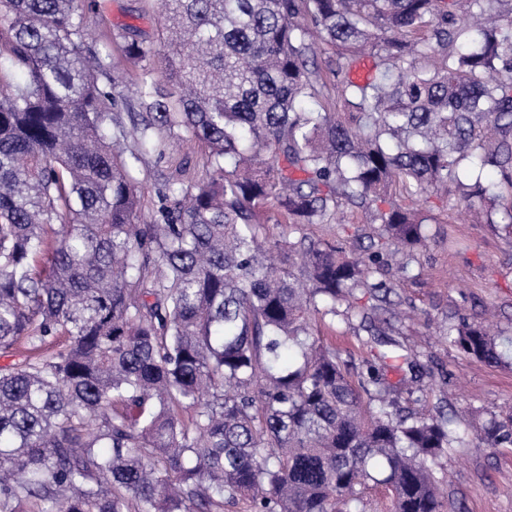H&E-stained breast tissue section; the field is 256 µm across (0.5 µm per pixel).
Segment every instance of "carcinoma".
Returning <instances> with one entry per match:
<instances>
[{
	"instance_id": "obj_1",
	"label": "carcinoma",
	"mask_w": 512,
	"mask_h": 512,
	"mask_svg": "<svg viewBox=\"0 0 512 512\" xmlns=\"http://www.w3.org/2000/svg\"><path fill=\"white\" fill-rule=\"evenodd\" d=\"M505 0H164L167 47L118 33L141 111L112 112V52L89 0H0V512H442L435 465L470 440L512 445V415L468 434L401 408L397 357L358 376L319 324L385 302L426 212L493 223L512 196V8ZM336 47L325 105L315 40ZM375 74L349 77L356 59ZM179 91L164 93L162 82ZM203 143L208 173L169 183L141 223L139 163ZM344 209L377 225L366 257L274 240ZM455 346L496 366L500 337L462 318Z\"/></svg>"
}]
</instances>
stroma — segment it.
Listing matches in <instances>:
<instances>
[{"label":"stroma","mask_w":512,"mask_h":512,"mask_svg":"<svg viewBox=\"0 0 512 512\" xmlns=\"http://www.w3.org/2000/svg\"><path fill=\"white\" fill-rule=\"evenodd\" d=\"M159 22L157 0H94L89 43L96 48L112 44L122 73L112 88L116 98H132L138 70L123 59L121 40H108V33L133 27L154 43ZM206 155L201 143H174L163 155L144 158L139 177L145 219L158 218L163 184L205 178ZM426 231L428 245L414 257L418 275L398 281L392 299L404 314L394 323L398 341L417 350L432 374L410 382L400 404L417 413L445 406L460 426L475 431L489 414H512V365H487L445 342L442 330L464 316L512 338V227L468 224L456 216L446 224L427 225ZM328 339L344 351L356 373L365 371L376 349L366 332L340 319ZM441 466L447 474V512H512V446L458 448Z\"/></svg>","instance_id":"1"}]
</instances>
